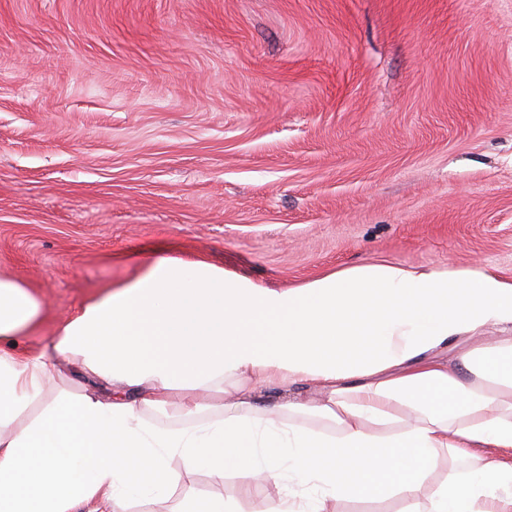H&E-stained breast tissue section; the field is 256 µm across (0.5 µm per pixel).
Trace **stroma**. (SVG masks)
Returning <instances> with one entry per match:
<instances>
[{
  "mask_svg": "<svg viewBox=\"0 0 512 512\" xmlns=\"http://www.w3.org/2000/svg\"><path fill=\"white\" fill-rule=\"evenodd\" d=\"M151 250L512 280V0H0V276L54 319ZM213 492L267 508L198 471L130 512Z\"/></svg>",
  "mask_w": 512,
  "mask_h": 512,
  "instance_id": "obj_1",
  "label": "stroma"
}]
</instances>
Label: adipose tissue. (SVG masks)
<instances>
[{"instance_id": "adipose-tissue-1", "label": "adipose tissue", "mask_w": 512, "mask_h": 512, "mask_svg": "<svg viewBox=\"0 0 512 512\" xmlns=\"http://www.w3.org/2000/svg\"><path fill=\"white\" fill-rule=\"evenodd\" d=\"M143 267L31 351L12 343L47 304L0 277V512H129L138 474L166 495L199 470L272 490L267 512H512V463L481 454L512 448V281L377 261L275 289ZM73 366L103 394L53 390ZM300 383L320 399L257 400ZM405 507V503L393 498L380 503L344 501L336 509L337 512H401Z\"/></svg>"}]
</instances>
